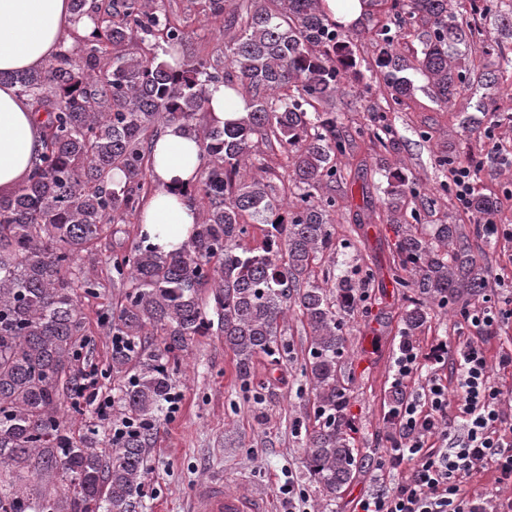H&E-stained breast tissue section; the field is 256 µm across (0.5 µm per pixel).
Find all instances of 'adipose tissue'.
<instances>
[{
    "mask_svg": "<svg viewBox=\"0 0 512 512\" xmlns=\"http://www.w3.org/2000/svg\"><path fill=\"white\" fill-rule=\"evenodd\" d=\"M89 17L73 13L70 0H0V196L11 194L36 160L42 128L10 74L45 67L63 50L70 33L90 34ZM208 120H235L248 99L221 84L208 90ZM200 146L178 124L166 126L154 142L152 190L142 207L141 230L157 253L179 250L194 233L198 211L188 190L196 181Z\"/></svg>",
    "mask_w": 512,
    "mask_h": 512,
    "instance_id": "ef3b65f1",
    "label": "adipose tissue"
}]
</instances>
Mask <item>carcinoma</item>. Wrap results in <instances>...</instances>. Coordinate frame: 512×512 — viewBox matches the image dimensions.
Masks as SVG:
<instances>
[{
  "mask_svg": "<svg viewBox=\"0 0 512 512\" xmlns=\"http://www.w3.org/2000/svg\"><path fill=\"white\" fill-rule=\"evenodd\" d=\"M150 0H71L95 28L73 35L79 53H58L44 68L11 76L42 121L41 147L27 181L0 197V512H134L147 472L146 448L174 375L199 336H222L236 358L244 388L252 363L288 352L280 321L298 311L311 332L302 373L311 384L312 429L304 443L311 483L328 502L366 465L355 448L341 384L346 320L367 301L380 269L365 264L344 273L321 269L336 255L331 214L343 208L323 187L348 182L342 159L356 140L337 129L336 92L362 77L351 30L331 22L319 0H202L204 15L224 19L229 70L211 71L204 58L183 59L188 38L178 19ZM370 68L389 105L406 106L426 82L431 96L451 105L479 79L505 84L512 57L498 42L473 50L477 18L512 23V0H371ZM172 50L163 59L145 41ZM244 92L250 109L237 121L204 122L207 86ZM179 123L200 142L192 198L200 220L187 244L159 256L135 234L109 259L112 349L101 377L112 400L99 420L112 422L102 446L99 430H76L65 420V399L81 392L79 365L90 350L78 297L97 298L104 284L78 272L110 224L140 214L151 191L148 132ZM275 141L291 170L288 186L275 169L252 173L253 147ZM368 149L380 161L396 150L379 116ZM114 171L124 180L110 181ZM438 205L423 182L388 173L384 209L369 221L393 224L397 240L389 268L404 295L399 347L424 331L432 307L480 296L487 280L457 222L419 231L422 212ZM469 210L487 218L498 198L471 196ZM55 474L68 495L52 498L6 477Z\"/></svg>",
  "mask_w": 512,
  "mask_h": 512,
  "instance_id": "1",
  "label": "carcinoma"
}]
</instances>
